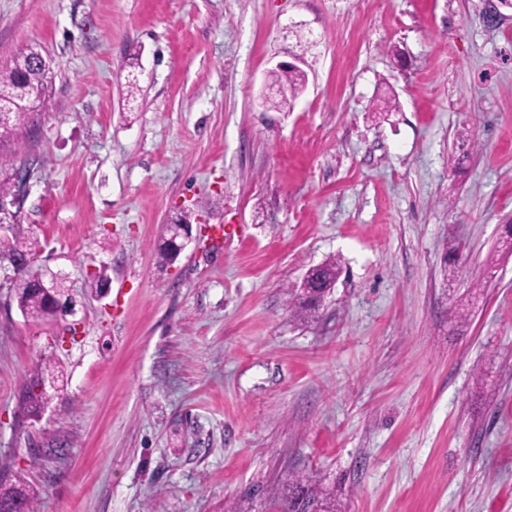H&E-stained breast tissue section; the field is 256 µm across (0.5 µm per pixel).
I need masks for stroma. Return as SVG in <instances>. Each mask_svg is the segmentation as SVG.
I'll list each match as a JSON object with an SVG mask.
<instances>
[{"instance_id": "35a3bbf8", "label": "stroma", "mask_w": 512, "mask_h": 512, "mask_svg": "<svg viewBox=\"0 0 512 512\" xmlns=\"http://www.w3.org/2000/svg\"><path fill=\"white\" fill-rule=\"evenodd\" d=\"M32 49L55 78L0 239L34 242L75 312L24 318L0 266V478L30 512H281L298 475L337 512H512V256L486 267L512 221V6L0 0V51ZM294 61L306 87L271 110ZM184 212L236 233L160 263ZM38 363L64 384L31 421ZM340 274V264L336 259H329L310 269L304 279L302 288H305V281L309 276V285L311 289L309 291H303L301 288L300 293H296L291 298V307L294 310V314L300 320H305L313 317L314 314L319 310L316 306V298L325 290H329L335 286L336 281ZM46 366H37L30 371L22 388L20 413L26 419L37 421L42 417L48 401L43 383L47 372ZM31 491L24 475H15L14 480L0 483V512H19L22 503L28 508Z\"/></svg>"}]
</instances>
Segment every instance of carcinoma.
<instances>
[{
	"label": "carcinoma",
	"mask_w": 512,
	"mask_h": 512,
	"mask_svg": "<svg viewBox=\"0 0 512 512\" xmlns=\"http://www.w3.org/2000/svg\"><path fill=\"white\" fill-rule=\"evenodd\" d=\"M272 80L283 90L278 106L285 108L301 94L306 85V75L297 69L275 71ZM52 81L35 62V51L30 50L12 57L9 65L0 68V113L7 112L10 128L0 131V144L9 140L21 127L35 128L33 113L25 105L35 99H47ZM32 244L20 238L0 241V261H8L14 271V295L21 312L34 319L48 318L51 288L43 287L38 272L32 264ZM340 274V264L329 259L310 269L308 291H300L291 298L294 314L301 320L318 311L315 300L325 290L335 286ZM47 368L40 366L30 371L22 388L20 413L26 419L37 421L42 417L48 401L43 383ZM32 488L25 476L16 475L0 483V512H19L21 504L29 502ZM332 494L306 478H297L288 485L284 497V512H315L331 504Z\"/></svg>",
	"instance_id": "carcinoma-1"
}]
</instances>
